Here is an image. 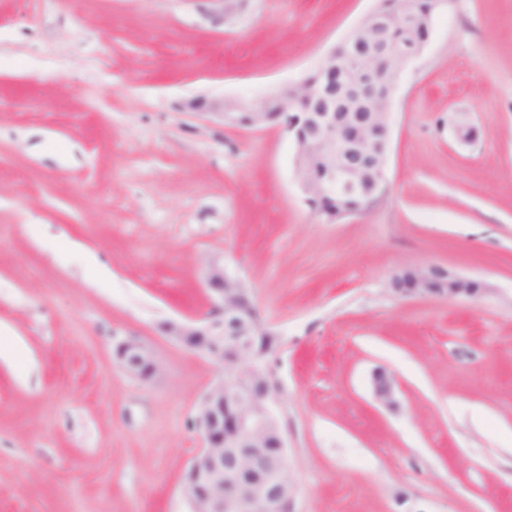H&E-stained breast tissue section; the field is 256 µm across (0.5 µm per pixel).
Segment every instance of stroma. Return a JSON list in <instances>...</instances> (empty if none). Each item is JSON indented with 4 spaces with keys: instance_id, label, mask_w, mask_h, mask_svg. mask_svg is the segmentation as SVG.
Masks as SVG:
<instances>
[{
    "instance_id": "obj_1",
    "label": "stroma",
    "mask_w": 512,
    "mask_h": 512,
    "mask_svg": "<svg viewBox=\"0 0 512 512\" xmlns=\"http://www.w3.org/2000/svg\"><path fill=\"white\" fill-rule=\"evenodd\" d=\"M232 3L0 0V512H189L221 372L166 327L220 318L213 263L273 336L291 512H512V0L435 17L395 80L388 196L331 224L286 131L201 106L300 81L378 0ZM425 267L484 291L392 290ZM129 339L151 381L115 364ZM206 286L212 292L215 305L222 308L223 311L225 310V312L236 310L242 305L248 306L251 303L249 289L241 280L229 275L224 267L213 265L209 269L206 276ZM230 294L235 298L237 308L225 307V301ZM116 359L123 369L144 381L151 380L160 370L153 351L134 339L117 346Z\"/></svg>"
}]
</instances>
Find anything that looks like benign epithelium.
I'll use <instances>...</instances> for the list:
<instances>
[{
	"label": "benign epithelium",
	"mask_w": 512,
	"mask_h": 512,
	"mask_svg": "<svg viewBox=\"0 0 512 512\" xmlns=\"http://www.w3.org/2000/svg\"><path fill=\"white\" fill-rule=\"evenodd\" d=\"M404 2L407 8L400 15L378 8L369 12L326 57L316 81L285 84L267 96L285 107L298 94L306 102V109L289 113L282 127L297 144L299 187L308 201L335 193L338 182L346 192L364 195L370 179L385 177L389 140L377 141L372 132L380 118L392 126V113L381 111L382 104L392 100L398 76L389 73V67L399 63L404 68L423 51L433 15L447 9L450 0H434L433 13L425 16L410 6L412 0ZM399 25L406 30V41L388 40L387 30ZM207 109L229 125L238 124L240 112L250 113L249 126L270 120L264 106L252 109L234 100L212 102ZM323 159L325 177L317 181L309 171ZM391 285L403 296L475 299L483 291L476 280L433 267L400 272ZM206 286L222 309L230 295L239 307L251 303L245 284L218 265L209 269ZM169 333L185 347L233 369L230 377L219 379L204 394L199 405L196 424L204 448L192 459L184 488L191 512H283V505H292L295 491L280 479L287 441L271 399L251 396L267 384L259 357L235 340L216 335L212 321L201 327L171 323ZM116 359L144 381L160 370L153 351L134 339L117 346ZM373 387L379 400L392 399L394 383L385 372L373 375Z\"/></svg>",
	"instance_id": "7a95c632"
}]
</instances>
